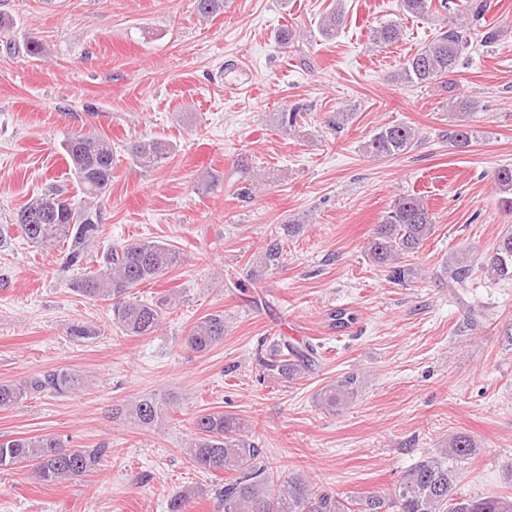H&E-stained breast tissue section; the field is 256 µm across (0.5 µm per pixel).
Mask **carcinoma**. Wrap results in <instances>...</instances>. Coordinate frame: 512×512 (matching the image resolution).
<instances>
[{"mask_svg": "<svg viewBox=\"0 0 512 512\" xmlns=\"http://www.w3.org/2000/svg\"><path fill=\"white\" fill-rule=\"evenodd\" d=\"M432 0H402L405 12L423 17L431 10ZM197 13L210 18L224 9V0H195ZM344 20L342 5L337 3L321 17L319 32L330 38ZM402 30L396 21H387L373 29V41L392 45L400 40ZM472 44L468 23L452 21L448 28L426 43L397 70L395 79L411 85L427 86L449 83L461 57ZM303 108L296 106L277 116L279 127L288 131L296 126ZM477 139L476 131L465 124L448 132V145L464 149ZM419 141L417 131L404 123L376 128L365 143V153L386 158L411 151ZM70 171L84 200L77 203L64 190L51 188L13 216L22 237L33 246L48 250L69 241L66 264L83 263L86 248L99 236L100 200L112 185L115 156L109 139L95 134H81L61 143ZM176 146L161 138L135 141L128 146L131 164L142 171L162 167L174 154ZM496 190L502 202L512 208V168L496 173ZM303 224L297 219L281 225L279 235L271 238L259 252L251 281L282 264L283 241L296 234ZM433 230L429 209L412 195L395 198L373 228L367 245L372 262L390 268L391 277L400 282L416 278L418 271L401 263L415 252ZM100 272L77 282V291L91 300L113 301L118 328L127 336H150L163 320L167 299L142 301L130 296L132 289L168 273L183 262V254L174 245L158 240H134L109 247L102 256ZM487 270L495 280H512V227L499 237L493 249L476 260L455 259L445 273L453 286H464L473 265ZM224 314L213 313L197 322L185 337L194 352H207L224 342ZM317 347L303 350L288 344L275 345L267 363L279 376L294 378L311 369L318 361ZM85 383L74 369L50 370L19 384L0 383V409L21 404L31 396L74 393ZM360 375L348 372L323 386L315 396L318 405L334 411L353 401L360 388ZM175 405L170 397L143 396L125 407L115 409L140 425L156 426L165 420ZM482 449L474 439L456 434L424 455L406 470L390 492L369 491L347 500L331 491L317 488L305 476L291 474L275 477L267 466L262 450L252 440L248 423L233 414L215 411L195 419L194 437L186 454L200 469L223 474L224 485L216 490L218 507L223 512H512V495H464L457 485L464 468ZM105 461L103 448H72L58 436L42 435L0 439V472L31 468L32 477L46 486L61 485L93 475ZM197 489L190 487L172 495L167 512H188Z\"/></svg>", "mask_w": 512, "mask_h": 512, "instance_id": "1", "label": "carcinoma"}]
</instances>
